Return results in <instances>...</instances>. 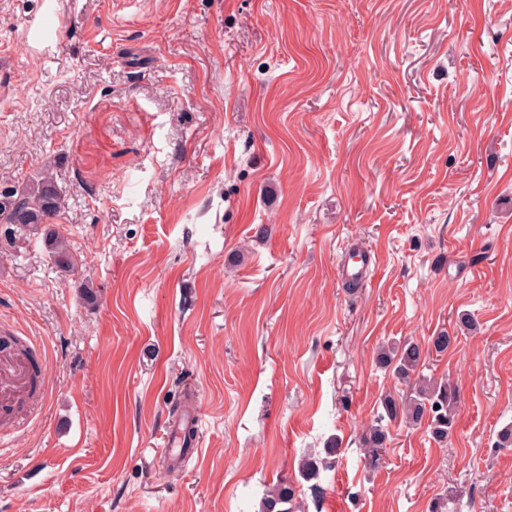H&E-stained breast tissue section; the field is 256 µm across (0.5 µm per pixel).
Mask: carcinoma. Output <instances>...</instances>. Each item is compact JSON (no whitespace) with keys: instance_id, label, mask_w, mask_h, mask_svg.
Here are the masks:
<instances>
[{"instance_id":"obj_1","label":"carcinoma","mask_w":512,"mask_h":512,"mask_svg":"<svg viewBox=\"0 0 512 512\" xmlns=\"http://www.w3.org/2000/svg\"><path fill=\"white\" fill-rule=\"evenodd\" d=\"M64 212L65 197L55 185L49 165L22 184L0 191V232L10 240L21 233L42 239L54 264L67 271L73 267L74 259L65 236L54 225ZM427 356L429 351L413 340L379 348L378 364L393 369L398 383L405 385L408 392L399 399L386 397L384 413L361 435L360 447L369 464L375 466L382 458L388 437L383 424L386 419L414 426L426 417L433 437L439 441L452 431L458 403L456 387L423 374L421 367ZM298 508L294 486L280 482L263 499L259 512H297Z\"/></svg>"}]
</instances>
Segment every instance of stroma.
I'll list each match as a JSON object with an SVG mask.
<instances>
[{"instance_id":"1","label":"stroma","mask_w":512,"mask_h":512,"mask_svg":"<svg viewBox=\"0 0 512 512\" xmlns=\"http://www.w3.org/2000/svg\"><path fill=\"white\" fill-rule=\"evenodd\" d=\"M68 2L0 0V183L53 163L76 260L0 239V332L49 381L0 421V512H258L283 481L300 512H512V0ZM442 330L453 431L391 422L368 466L403 391L378 345Z\"/></svg>"}]
</instances>
